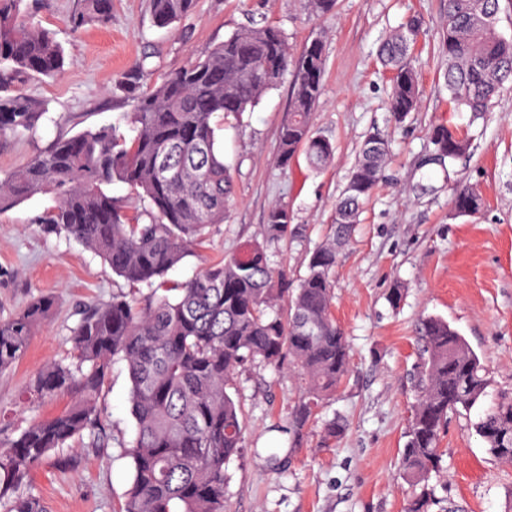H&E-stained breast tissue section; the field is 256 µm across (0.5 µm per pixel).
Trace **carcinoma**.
I'll use <instances>...</instances> for the list:
<instances>
[{"instance_id":"1","label":"carcinoma","mask_w":512,"mask_h":512,"mask_svg":"<svg viewBox=\"0 0 512 512\" xmlns=\"http://www.w3.org/2000/svg\"><path fill=\"white\" fill-rule=\"evenodd\" d=\"M196 0H152V21L173 25ZM82 20L106 24L112 0H80ZM499 0H447L441 47L447 57L445 87L459 111L492 109L504 83H512V36L498 28ZM421 20L394 31L379 48L392 73L389 111L398 120L420 105L412 46ZM64 53L53 33L35 20L28 0H0V134L35 131L38 113L22 96L32 76L53 77ZM321 41L293 54L285 34L265 22L238 30L201 57L143 87L145 61L120 74L127 94L126 124L87 129L38 150L23 166L0 175V212L41 193L57 204L43 218L47 235H64L98 254L112 273L150 292H118L112 301L82 313L72 331L76 364H49L26 386L35 402L61 392L76 400L64 412L31 423L0 441V512H44L40 500L21 493L30 472L51 452L66 448L99 426L98 400L116 358L126 362L130 412L136 431L129 447L133 481L122 512H232L227 469L244 450L245 414L239 374L248 363L284 366L297 374L301 395L287 430L299 443L350 371L351 348L333 315V271L363 202L382 179L388 143L373 135L361 146L336 202L332 236L309 256L297 287L271 266L273 250L288 240V207H269L262 240H250L194 278H166L222 224L234 200V178L224 163L217 129L224 118L254 108L292 74L291 108L278 132V160L286 168L304 153L319 171L334 155L332 141L313 130V109L322 89ZM439 162L464 155L470 142L451 125L432 133ZM128 187L125 197L111 186ZM455 215L481 207L473 190L454 192ZM41 297L0 320V373L26 354L31 336L50 313ZM422 349L415 375L416 402L401 452L409 485L404 512H455L435 495L432 478L443 477L439 448L448 415L471 410L487 396L488 372L465 338L438 316L420 326ZM476 434L496 460L512 464V393H500L479 413ZM344 427L323 422L321 446L339 441Z\"/></svg>"}]
</instances>
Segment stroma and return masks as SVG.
<instances>
[{"label": "stroma", "mask_w": 512, "mask_h": 512, "mask_svg": "<svg viewBox=\"0 0 512 512\" xmlns=\"http://www.w3.org/2000/svg\"><path fill=\"white\" fill-rule=\"evenodd\" d=\"M36 17L65 52L63 71L27 81L22 94L38 111L36 134L0 135V172L23 165L52 141L88 128L124 127L131 109L113 77L145 59L144 84L177 71L233 32L265 21L279 27L293 49L321 38L324 90L314 107V129L336 146L331 163L309 171L305 159L289 170L277 163L278 131L288 113L291 82L283 80L252 110L225 122L224 160L234 170L235 203L212 226L204 248L185 257L167 277L192 278L208 263L261 237L268 208L287 206L294 232L273 258L290 279L306 272L310 253L335 222L336 200L362 142L381 134L392 153L382 181L363 206L350 242L339 250L334 316L352 348V369L323 411L339 417L343 438L319 447L318 432L301 444L276 431L300 394L288 370L247 365L238 396L246 414V453L228 466L232 512H402L407 485L399 475L416 399L417 329L428 315L447 319L483 359L494 392H512V85L492 111H452L441 51L445 0H337L325 18L308 0H196L194 12L159 28L151 0H112L106 26L75 28L77 0H32ZM422 22L413 50L421 103L403 122L388 110L391 74L377 59L380 43L410 17ZM452 123L471 139L468 153L443 166L431 162L433 129ZM483 197L480 211L459 217L451 208L457 187ZM55 205L35 195L0 213V319L43 295L54 307L38 326L24 359L0 374V413L10 436L53 416L72 400L65 393L36 403L22 391L43 366L72 362V330L86 306L128 291L124 279L81 243L44 234L41 219ZM405 290L399 308L386 300ZM130 380L113 361L99 405V433L51 453L25 489L45 512H119L133 477L124 446L135 435ZM477 411L450 414L441 448L445 478L438 496L460 512H506L512 505V465L491 457L474 424Z\"/></svg>", "instance_id": "obj_1"}]
</instances>
